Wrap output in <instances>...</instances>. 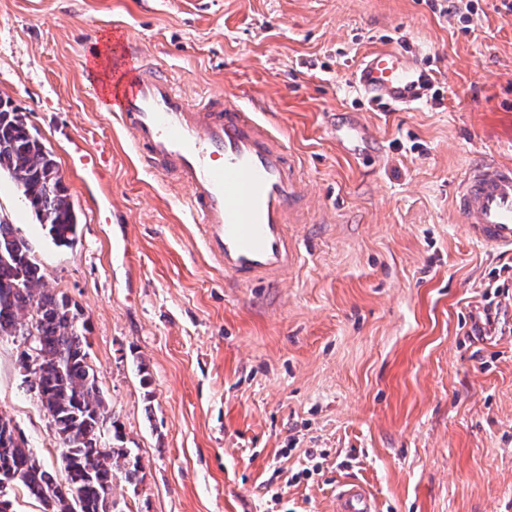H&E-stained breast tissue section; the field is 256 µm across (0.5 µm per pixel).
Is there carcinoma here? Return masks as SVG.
I'll return each mask as SVG.
<instances>
[{
  "instance_id": "carcinoma-1",
  "label": "carcinoma",
  "mask_w": 512,
  "mask_h": 512,
  "mask_svg": "<svg viewBox=\"0 0 512 512\" xmlns=\"http://www.w3.org/2000/svg\"><path fill=\"white\" fill-rule=\"evenodd\" d=\"M8 173L38 223L59 246H72L78 217L62 181L54 153L28 125L26 115L0 99V173ZM28 242L0 221V336L35 331L34 353H21L23 369L35 368L41 405L54 424L65 481L58 482L16 433L12 419L0 415V478L13 477L39 500L44 512H116L110 490L118 478L135 484L140 457L121 446L120 425L112 422L114 443L103 440V392L88 362L90 323L68 295L47 288Z\"/></svg>"
}]
</instances>
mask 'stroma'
<instances>
[{
    "mask_svg": "<svg viewBox=\"0 0 512 512\" xmlns=\"http://www.w3.org/2000/svg\"><path fill=\"white\" fill-rule=\"evenodd\" d=\"M0 0V98L55 155L79 218L56 245L0 174V220L46 287L91 323L107 417L143 480L120 512H512V254L472 245L452 197L466 168L512 164V15L499 0ZM191 100L262 113L298 157L310 212L286 281L232 287L204 253L185 190L141 167L95 87L113 26ZM417 55L432 88L373 104L371 48ZM360 113L376 158L331 128ZM495 330L471 335L485 306ZM21 337L0 336V413L37 459L62 447ZM335 512H376L369 492L359 484H346L336 493Z\"/></svg>",
    "mask_w": 512,
    "mask_h": 512,
    "instance_id": "35a3bbf8",
    "label": "stroma"
}]
</instances>
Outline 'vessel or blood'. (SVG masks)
<instances>
[{
  "label": "vessel or blood",
  "instance_id": "b4317fda",
  "mask_svg": "<svg viewBox=\"0 0 512 512\" xmlns=\"http://www.w3.org/2000/svg\"><path fill=\"white\" fill-rule=\"evenodd\" d=\"M355 78L373 98L409 105L422 97L416 61L388 48L372 49ZM112 109L133 137L140 164L187 192L204 252L236 282L276 283L300 259L288 227L303 221L306 195L296 157L258 113L223 97L191 102L168 73L140 60L112 89ZM337 149L374 157L364 123L336 130ZM455 211L475 245L512 252V165L482 161L457 183ZM335 512H376L359 484L342 486Z\"/></svg>",
  "mask_w": 512,
  "mask_h": 512
}]
</instances>
